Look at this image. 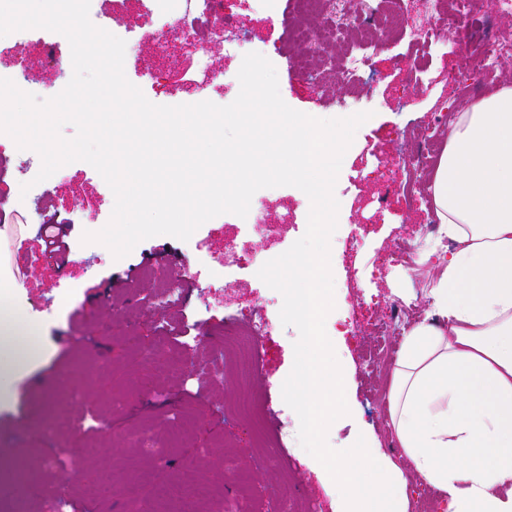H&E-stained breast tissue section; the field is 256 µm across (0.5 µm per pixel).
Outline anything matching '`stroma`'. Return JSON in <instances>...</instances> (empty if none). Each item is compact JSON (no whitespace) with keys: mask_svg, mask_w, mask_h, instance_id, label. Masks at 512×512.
<instances>
[{"mask_svg":"<svg viewBox=\"0 0 512 512\" xmlns=\"http://www.w3.org/2000/svg\"><path fill=\"white\" fill-rule=\"evenodd\" d=\"M218 13L229 27L210 47L222 73L212 82L187 42L159 53L139 0H92L89 11L93 24L125 40V75L152 103H232L243 56L229 41L243 34L248 51L274 64L291 108L322 119L369 113L334 188L335 308L325 330L342 368L349 413L329 427L327 442L336 450L360 437L372 442L405 483L409 512H418L424 497L440 504V491L414 469L390 426L387 399L402 339H380L372 325L387 318L396 300L409 304L412 323L432 308L428 290L441 250L427 245L412 265L392 263L399 243L419 238L424 214L407 208L387 184L424 137L444 147L448 127L436 122V113L457 112L469 99L448 80L456 61L444 45L421 53L397 30L375 59V76L353 95L336 75L346 45L331 42L310 59L324 77L318 91L289 66L296 51L288 40L298 19L294 0H223ZM22 40L36 78L29 93L43 96L48 84L62 91L70 78L44 49L67 56L71 48L46 29L0 37V76H11ZM27 181L14 165L0 175V278L12 283L0 287V306L36 330L40 342L39 354L25 359L12 350L9 333H0V449L7 451L0 456V505L8 512H162L163 503L145 497V490L189 474L222 494V512H304L310 505L343 512L337 485L301 447L299 419L282 400L299 333L280 320L281 294L249 269L229 288L216 277L224 241L243 236V218L222 214L189 240L151 237L115 259L104 245L82 241L108 224L114 207L110 187L90 164L65 165L62 174L25 192ZM253 199L263 203L269 223L281 227L276 253L304 235L310 205L300 189L265 188ZM43 224L63 225L65 259L44 251ZM164 288L178 290L179 302L159 301ZM262 321L268 327L252 388L269 406L272 438L259 447L236 411L239 358L225 352L224 338L251 334ZM383 342L389 355L367 363L366 350ZM185 415L194 416L196 426L178 442L173 426ZM76 426L81 436L73 435ZM51 454L62 456L66 469L46 467ZM21 460L29 473L23 497L13 481Z\"/></svg>","mask_w":512,"mask_h":512,"instance_id":"1","label":"stroma"}]
</instances>
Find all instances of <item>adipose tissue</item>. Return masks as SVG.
I'll return each mask as SVG.
<instances>
[{
  "label": "adipose tissue",
  "instance_id": "obj_1",
  "mask_svg": "<svg viewBox=\"0 0 512 512\" xmlns=\"http://www.w3.org/2000/svg\"><path fill=\"white\" fill-rule=\"evenodd\" d=\"M432 191L456 248L401 343L391 425L442 512H512V87L457 113Z\"/></svg>",
  "mask_w": 512,
  "mask_h": 512
}]
</instances>
